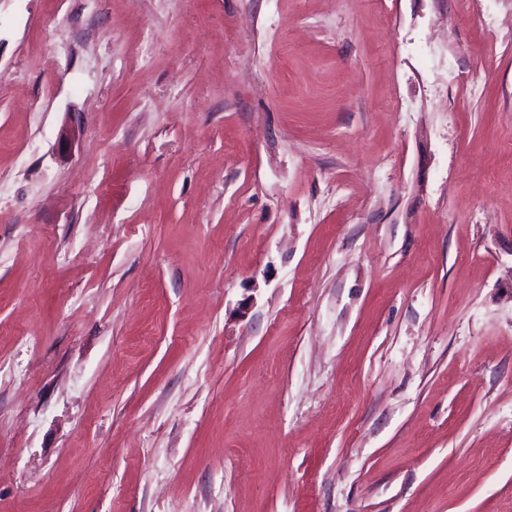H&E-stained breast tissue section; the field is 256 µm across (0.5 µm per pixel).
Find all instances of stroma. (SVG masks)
<instances>
[{
    "label": "stroma",
    "mask_w": 512,
    "mask_h": 512,
    "mask_svg": "<svg viewBox=\"0 0 512 512\" xmlns=\"http://www.w3.org/2000/svg\"><path fill=\"white\" fill-rule=\"evenodd\" d=\"M0 512H512V0H0Z\"/></svg>",
    "instance_id": "1"
}]
</instances>
